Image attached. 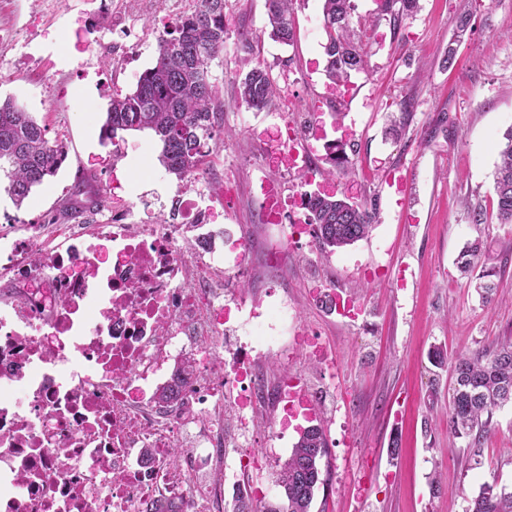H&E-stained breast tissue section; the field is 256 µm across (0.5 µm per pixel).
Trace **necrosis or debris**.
I'll return each instance as SVG.
<instances>
[{
  "label": "necrosis or debris",
  "instance_id": "obj_1",
  "mask_svg": "<svg viewBox=\"0 0 512 512\" xmlns=\"http://www.w3.org/2000/svg\"><path fill=\"white\" fill-rule=\"evenodd\" d=\"M172 207L163 222L123 205L89 239L56 225L58 246L36 224L0 232L16 288L0 305V512H145L160 496L223 512L225 452L250 465L259 407L279 434L319 420L303 378L269 384L260 357L225 353L224 332L245 320L282 359L326 362L322 344L287 307L225 296L220 275L244 270L247 251H223V225L195 199ZM183 359L194 374L162 404L165 366Z\"/></svg>",
  "mask_w": 512,
  "mask_h": 512
}]
</instances>
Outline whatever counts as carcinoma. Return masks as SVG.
I'll return each instance as SVG.
<instances>
[{"label": "carcinoma", "mask_w": 512, "mask_h": 512, "mask_svg": "<svg viewBox=\"0 0 512 512\" xmlns=\"http://www.w3.org/2000/svg\"><path fill=\"white\" fill-rule=\"evenodd\" d=\"M293 0H268L270 37L283 44L294 40L291 20ZM419 0H380V12L393 22L417 11ZM225 0H195L174 29L158 39L155 64L146 69L133 91L112 98L101 138L111 139L117 131L150 130L161 144L159 161L181 184L203 170L215 142L224 131L223 113L216 104L212 62L224 52ZM352 0H323L322 14L327 36V71L334 82L345 81L350 71L364 68L366 59L350 38ZM246 106L260 112L270 108L279 95L271 67L256 62L239 84ZM41 125L14 101L0 102V181L17 207H22L33 189L57 175L67 159L66 146L47 137ZM501 163L494 177L497 217L512 224V127L504 134ZM351 165L344 148L333 156V168L322 172L330 177ZM310 224L321 248L334 252L355 243L370 232L374 215L345 198L322 192L306 196ZM481 245L466 247L460 269L471 273L478 267ZM498 271L481 267L476 279L482 301L497 294ZM454 385L448 401V430L468 446L480 445L493 425L495 413L512 405V341L492 349L458 353L451 361ZM328 441L318 426L301 431L291 455L279 468L276 484L281 488L278 503L255 509L240 505L235 512H310L315 490L321 483L320 463L327 456ZM466 512H512V490L485 484L468 501Z\"/></svg>", "instance_id": "carcinoma-1"}]
</instances>
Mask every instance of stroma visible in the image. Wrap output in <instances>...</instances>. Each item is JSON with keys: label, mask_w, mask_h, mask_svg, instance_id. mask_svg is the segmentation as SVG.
Here are the masks:
<instances>
[{"label": "stroma", "mask_w": 512, "mask_h": 512, "mask_svg": "<svg viewBox=\"0 0 512 512\" xmlns=\"http://www.w3.org/2000/svg\"><path fill=\"white\" fill-rule=\"evenodd\" d=\"M354 4V41L367 65L336 87L326 72L322 0H296L289 45L270 38L266 0H227L224 51L212 64L224 139L213 147L206 181H195L188 195L218 211L225 247L249 250L246 270L225 273V291L247 304L288 301L333 360L329 368L300 354L266 360L270 382L296 373L316 396L329 448L311 512H465L484 484L512 488V407L496 413L480 447H467L448 431L452 371L435 365L432 352L512 340V224L498 222L493 190L502 135L512 127V0H419L397 26L376 17L374 0ZM190 7L189 0L179 7L149 0L147 23L133 26L124 0H0V27L20 36L0 46V101L22 104L68 151L57 176L34 188L23 208L0 191V228L45 223L69 198L82 205L111 196L116 181L120 196L149 205L151 215L169 212L179 188L158 161L153 135L121 131L104 140L100 128L113 97L133 90L154 65L159 34ZM247 35L260 36L258 57L280 89L263 112L239 95ZM312 122L327 133L310 143L312 172L281 174L263 139L302 135ZM349 142L357 146L353 172L324 181L333 146ZM263 176L288 198L330 183L373 212L374 227L328 253L317 239L290 233L307 223L308 210L289 213L280 231L288 267L270 269L255 223ZM209 182L224 185L226 199L206 196ZM476 211L485 224H473ZM478 237L487 265L500 272L489 304L458 268L461 251ZM317 288L350 297L357 317L326 313ZM268 432L269 418L260 416L253 445L271 461L241 478L264 484L277 501L274 474L298 436L272 441Z\"/></svg>", "instance_id": "1"}]
</instances>
